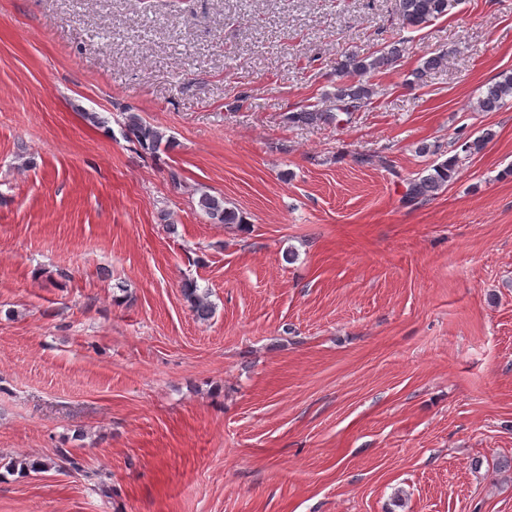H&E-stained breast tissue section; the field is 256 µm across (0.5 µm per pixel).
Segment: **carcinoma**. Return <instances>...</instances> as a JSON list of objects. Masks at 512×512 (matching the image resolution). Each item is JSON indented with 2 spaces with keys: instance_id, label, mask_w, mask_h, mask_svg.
Listing matches in <instances>:
<instances>
[{
  "instance_id": "carcinoma-1",
  "label": "carcinoma",
  "mask_w": 512,
  "mask_h": 512,
  "mask_svg": "<svg viewBox=\"0 0 512 512\" xmlns=\"http://www.w3.org/2000/svg\"><path fill=\"white\" fill-rule=\"evenodd\" d=\"M452 0H397V11L406 28L421 29L432 20L448 13ZM394 62V51H377L361 56L356 53L344 54V59L337 65V70L345 80L336 84L333 98L336 99V111L313 109L288 114L290 123H311L316 121L334 122L337 112L349 113L368 104L374 95L373 88L365 77ZM512 98V75L488 87L484 97L479 99V108L483 112H491L500 107L502 101ZM125 127L129 137L133 138L143 149L155 152L160 148L167 150L175 147V142L166 133L140 117L135 112L126 116ZM458 156L454 155L436 164L432 172L420 176L410 183L409 201L424 199L445 185L456 171ZM200 211L214 224H239L238 213L224 205V198L207 191L200 192L197 200ZM183 297L189 305L195 320L205 322L214 312L209 300V293L193 283L182 288ZM56 466L52 460L29 461L26 458H15L8 463L10 472L25 473L33 470H49Z\"/></svg>"
}]
</instances>
